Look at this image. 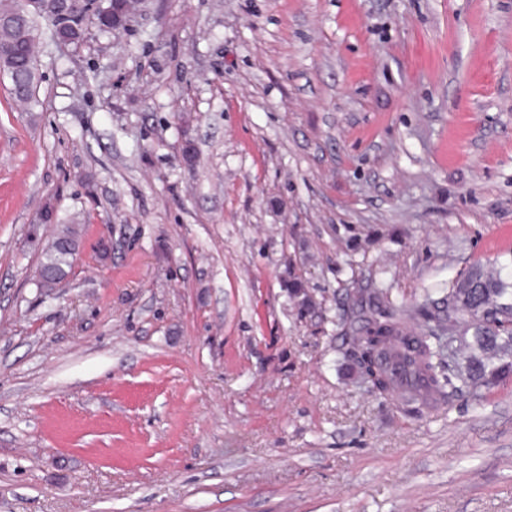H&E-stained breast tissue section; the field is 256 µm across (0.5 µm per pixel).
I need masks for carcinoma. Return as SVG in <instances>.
I'll list each match as a JSON object with an SVG mask.
<instances>
[{"label":"carcinoma","mask_w":512,"mask_h":512,"mask_svg":"<svg viewBox=\"0 0 512 512\" xmlns=\"http://www.w3.org/2000/svg\"><path fill=\"white\" fill-rule=\"evenodd\" d=\"M0 10L18 11L14 24L0 31V43L20 50L13 65L20 70L37 68L33 42L38 19L51 20L52 37L60 42H78L84 29L58 18V0H40L35 13L19 10L17 0H0ZM79 247L78 233L69 224L57 231L43 250L38 282L49 293L65 278ZM446 316L426 313L434 325L426 326L415 338V371L425 381L427 392L439 399L454 400L512 375V282L500 271L474 268L448 291ZM457 338L460 356L445 358L442 334ZM400 335L397 323L380 311L358 315L356 335L348 337L344 355L371 377L374 391H393V377L385 364L387 346Z\"/></svg>","instance_id":"obj_1"}]
</instances>
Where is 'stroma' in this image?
<instances>
[{"label": "stroma", "mask_w": 512, "mask_h": 512, "mask_svg": "<svg viewBox=\"0 0 512 512\" xmlns=\"http://www.w3.org/2000/svg\"><path fill=\"white\" fill-rule=\"evenodd\" d=\"M50 29L36 104L0 76V512H512V379L408 413L341 353L378 291L421 329L512 275V0ZM51 243L43 250L39 265L38 282L43 293H49L65 278L77 253L78 233L71 224H62Z\"/></svg>", "instance_id": "stroma-1"}]
</instances>
